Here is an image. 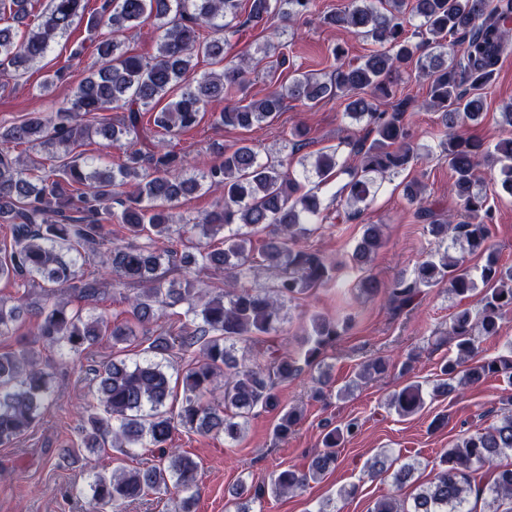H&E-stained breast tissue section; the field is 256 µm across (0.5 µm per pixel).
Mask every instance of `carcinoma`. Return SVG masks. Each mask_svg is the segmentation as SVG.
<instances>
[{
	"label": "carcinoma",
	"mask_w": 512,
	"mask_h": 512,
	"mask_svg": "<svg viewBox=\"0 0 512 512\" xmlns=\"http://www.w3.org/2000/svg\"><path fill=\"white\" fill-rule=\"evenodd\" d=\"M245 21H240V0H99L87 17L88 0H49L34 16L33 28L18 40L11 27L0 26V65L12 77L41 61L51 45L64 38L77 20L87 19L89 32L103 27L112 32L135 29L152 22L157 55L143 59L119 51L115 41L97 47L99 68L78 85L73 98L47 115L0 126V223L10 225L11 248L0 257V280L23 289L15 300L0 298V341L14 337L17 321L29 309L25 294L37 288L42 303L34 309L32 338L8 351H0V445H10L32 432L52 401V375L42 366L40 349L55 348L62 356L80 355L106 338L112 342V360L86 370L92 401L83 407L80 447L95 453L106 447L121 451L148 448L152 460L134 469L116 467L93 473L89 484L88 512H121L127 502L150 494L174 493L177 512H192L197 498V464L176 448L168 447L176 427L196 432L216 430L234 442L257 409L280 407L279 381L298 377L305 368L321 366L326 350L349 327V319L312 316L303 358H293L271 347L259 354L265 362L236 356L237 345L257 347L260 336L279 330L284 303L330 283L335 265L302 240L317 230L322 216L318 196L302 191V182L325 184L342 175L347 181L340 194L345 205L360 214L375 200L381 181L395 175L424 155L448 163L453 189L463 213L442 221L424 204L423 187L410 182L404 192L416 206V215L434 238L436 249L417 262L412 276L383 285L367 276L362 291L384 294L393 312L411 311L422 291L446 287L459 297L480 292L479 307L457 311L448 324L454 356L440 371L443 381L431 397L477 384L488 377L508 383L501 401L512 406V343L506 354L473 362L480 336H496L506 314L512 312V267L499 263L490 242L493 213L481 188L479 167L497 175L501 189L512 195V139L493 148L466 136L460 126L477 124L484 112L485 90L512 39L509 13L500 0H348L344 9L323 16V23L371 38L378 49L353 64L343 61V49L332 55L336 69L326 78L310 71H292L288 83L268 91L258 100L242 99L224 107L217 122L226 127L251 129L274 122L288 101L313 106L323 99H344L345 115L365 122L370 142H350L347 157L338 151L320 152L314 163L302 164L301 178L290 171L288 157L262 160L249 143L224 151V160L196 173H187L184 155L154 143L143 128L144 113L154 112L153 124L175 138L196 127L210 102L243 91L253 59L226 60L224 32L275 17L295 22L312 12L314 0H248ZM31 0H0V16L23 23L31 16ZM417 20L408 37V20ZM213 35L205 36L206 30ZM203 57L221 64L220 72L194 77L195 60ZM416 63L428 80L424 105L440 112L448 128L437 147L423 146L418 153L406 121L408 100L381 111L375 100L391 95L393 74ZM119 109L117 119L105 113ZM98 136L117 144L131 138L140 148L131 150L117 168L101 167L97 159L78 151ZM37 142L53 151L57 165L35 174L5 145ZM206 189L220 194L214 209L199 221L179 222L170 209L179 198ZM122 225L129 243H112V223ZM199 232L212 239L224 233V247L213 249L198 242L192 249L173 246L158 250L154 239L181 240ZM264 232L259 251L253 236ZM384 245L380 228L367 224L352 258L367 265ZM104 254V268L113 286L125 287L124 299L142 327V358L119 357L123 345L136 336L125 324L70 306V297L91 305L109 289L101 277L80 272L90 258ZM471 255L484 264L470 267ZM188 272L222 271L224 292L166 281L164 267ZM271 273L273 286L255 289L244 284L254 267ZM185 308L191 324L151 329L159 308ZM188 360L181 372L183 398L179 409L166 407L172 396L168 369L175 360ZM389 363L375 358L365 363L356 378L383 374ZM224 377V392L214 395V382ZM400 417L419 413L426 398L417 382L393 393L387 402ZM301 420L294 408H284L274 435L285 440ZM321 438V450L307 470L293 467L273 473L269 482L254 486L238 482L231 491L236 500L260 501L267 493L304 489L336 467L338 448L359 431L349 420ZM512 452V414L487 429L467 431L442 454L429 484L413 497L406 509L394 497L376 501L372 512H470L471 493L487 499L489 512H500L503 501L512 502V466L498 460ZM493 481L480 486L482 470ZM392 472L400 487L411 479L414 466L384 454L365 465L370 479Z\"/></svg>",
	"instance_id": "carcinoma-1"
}]
</instances>
